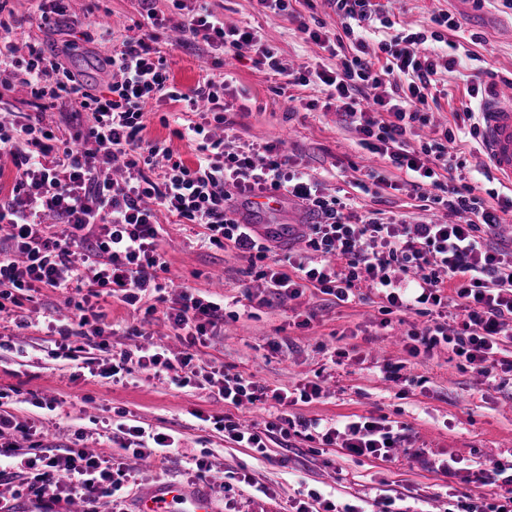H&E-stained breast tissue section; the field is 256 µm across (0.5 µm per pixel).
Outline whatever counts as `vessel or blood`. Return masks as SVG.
<instances>
[{
    "label": "vessel or blood",
    "mask_w": 512,
    "mask_h": 512,
    "mask_svg": "<svg viewBox=\"0 0 512 512\" xmlns=\"http://www.w3.org/2000/svg\"><path fill=\"white\" fill-rule=\"evenodd\" d=\"M481 146L494 172L512 186V88L485 98L478 114ZM178 501L188 502L192 512H213L211 498L178 485L163 484L141 493L136 512H171Z\"/></svg>",
    "instance_id": "1"
}]
</instances>
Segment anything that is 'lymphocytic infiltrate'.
<instances>
[{
    "label": "lymphocytic infiltrate",
    "mask_w": 512,
    "mask_h": 512,
    "mask_svg": "<svg viewBox=\"0 0 512 512\" xmlns=\"http://www.w3.org/2000/svg\"><path fill=\"white\" fill-rule=\"evenodd\" d=\"M171 2L168 14L146 4V30L113 48L107 59L112 81L101 92L38 45L20 53L11 26L0 20V86H23L33 106L0 115V159L11 163L13 173L10 194L0 198V315L24 329L23 311L34 292L66 294L72 313L55 335L65 341L93 336L104 351L113 329L100 299L115 297L146 318H161L188 352L173 360L148 345L135 357L123 351L103 364L102 377H117L134 364L155 378L172 374L181 387L202 379L237 409L269 399L287 406L318 399L321 387L315 382L293 393L215 362L195 364L192 349L223 322L224 301L185 292L167 299L174 281L163 247L164 224H194L203 242L217 248L232 243L250 261L262 262L257 279L265 294L296 300L313 288L342 305L352 302L359 283L368 282L380 299L381 327H390L396 312L426 318L422 329L406 333L410 356L445 347L485 379L512 374V360L500 355L504 339H512V255L484 238L512 218V199L504 195L490 205L469 184L443 182V174L467 167L454 149V130L442 129L416 147L410 143L418 129L434 123L442 72L462 64L457 45L435 47L441 28H455L452 16H435L436 31L401 32L373 48L369 29L391 25L375 0H327L355 50L341 70L331 71L284 63L258 31L225 24L208 0ZM161 30L176 33L177 43L201 42L209 49L212 71L189 92L178 89L156 47ZM245 51L255 66L267 67L285 84L315 87L334 100L362 149L417 187L445 193L447 220L413 224L403 217L357 214L354 198L325 194L318 179L276 146L237 145L228 133V85L217 70L225 56ZM165 100L184 103L194 114L173 134L195 143L196 165L175 157L166 141L144 135L150 107ZM51 108L69 110L67 130L45 123L43 114ZM269 191L298 199L317 217L298 231L302 248L280 257L272 254L276 233L258 234L245 208ZM49 214L56 223H45ZM452 308L457 323L451 328L444 319ZM11 402L0 391V457L9 458L25 480L20 489L0 482V512H15V501L25 493L47 505L78 501L83 512H97L99 500L107 498L119 512V491L136 484L123 458L83 447L45 448L42 419L21 418ZM223 421L228 439L261 455L274 429L283 435L295 428L308 431L322 445L383 462L392 461L396 445L388 425L374 417L351 415L324 425L283 415L262 429L229 414ZM14 433L32 440V448L5 442Z\"/></svg>",
    "instance_id": "lymphocytic-infiltrate-1"
}]
</instances>
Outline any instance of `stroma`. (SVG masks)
<instances>
[{"mask_svg":"<svg viewBox=\"0 0 512 512\" xmlns=\"http://www.w3.org/2000/svg\"><path fill=\"white\" fill-rule=\"evenodd\" d=\"M392 28L372 33V42L392 33L431 28V19L451 14L455 29L448 40L475 53L444 77L448 90L440 98L437 122L457 128L463 124L468 101L466 88L479 83L494 90L512 76V9L501 0H377ZM66 19L40 25L34 0H8L5 10L14 22L19 46L39 43L48 53L61 54L67 67L83 81L98 88L111 82L103 62L119 45L129 26L143 19L141 0H71ZM211 9L226 23L259 31L279 56L296 64L318 61L335 69L329 53L306 43L297 22L262 12L256 0H209ZM108 21L104 38L83 39L88 20ZM177 87L196 86L207 54L196 44L162 45ZM234 108L233 129L243 143L285 141L288 155L324 182L326 193L352 192L356 180L368 168L378 166L365 157L358 136L343 113L320 107L323 95L307 87L291 86L279 93V76L254 66L251 60H229ZM363 210L421 217L424 212L442 214L443 207L423 209L411 183L379 195H359ZM167 259L177 283L199 295L218 294L229 313L220 333L208 337L197 350L201 362L216 361L231 372L255 376L269 387L294 389L323 379L324 393L311 403L290 406L291 414L332 422L344 416L386 418L402 446L388 465L356 458L338 447H325L302 435L277 432L267 439L266 454L243 448L225 437L214 423L225 412L216 388L206 382L176 388L168 378L150 379L132 370L120 382L91 375L88 362L98 352L86 338L70 339V351L59 350L42 325L43 317L62 308L64 298L48 290L35 294L25 315L32 328L20 331L14 349H0V389H12L23 400L21 413L37 416L32 399L47 395L57 401L51 414V432L44 442L55 448L71 445L75 430H84L87 450L102 455H121L111 442L114 424L124 422L173 435L176 449L165 460L137 468L139 488L158 483L207 489L217 512H288L293 500L317 489L343 503L373 512L375 501L386 497L392 512H448L454 501L447 495H480L486 502L499 499L500 489L492 472L478 467L491 459L512 457V384L486 381L473 366L450 357L443 348L416 357L403 351L396 336L374 320L377 296L361 283L355 299L338 305L329 296L311 291L298 300H252L255 273L250 260L232 246L201 245L197 226L168 224L164 227ZM100 303L116 333L108 342L114 351H135L143 345L149 326L137 319L130 307L104 297ZM310 312L309 327L294 324L296 314ZM400 366L401 383L387 379V368ZM464 461L463 469L449 475L437 471L433 461L439 452ZM207 459L213 476L197 477L192 461ZM243 470L269 488V496L226 492L215 475Z\"/></svg>","mask_w":512,"mask_h":512,"instance_id":"1","label":"stroma"}]
</instances>
